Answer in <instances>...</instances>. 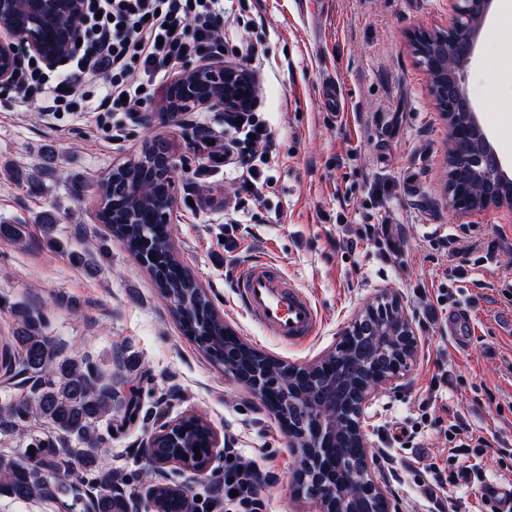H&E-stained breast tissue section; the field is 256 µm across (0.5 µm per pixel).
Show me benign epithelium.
<instances>
[{
	"instance_id": "benign-epithelium-1",
	"label": "benign epithelium",
	"mask_w": 512,
	"mask_h": 512,
	"mask_svg": "<svg viewBox=\"0 0 512 512\" xmlns=\"http://www.w3.org/2000/svg\"><path fill=\"white\" fill-rule=\"evenodd\" d=\"M448 2L452 11L448 27L434 31L418 28L408 37L413 56L428 76L433 104L448 119V158L464 161L452 174L448 209L460 214H476L489 207L512 210V179L504 171L498 153L463 90L461 79L472 62L493 0ZM82 11L83 0H0V89L12 87L21 65L16 41H21L28 51L53 66L70 47ZM256 100V81L247 71L231 64H201L184 69L166 86L162 111L179 115L221 109L231 113L253 105ZM142 151L150 155L146 166L148 180L163 184L162 190L167 195V206L158 211L156 222L171 224L177 195L176 159L168 149L159 147L154 137L145 138ZM128 167L127 161L112 166L114 212L132 213L125 205L126 185L121 180ZM479 170L497 175L496 185L481 197L469 189L472 174ZM382 301L387 303V310L394 313V327L400 332L405 348L399 357L400 363L392 369L384 372L370 369L362 373V380L345 412L336 402V378L316 373V366L352 341L360 321L347 325L334 347L303 366L282 361L275 370L264 353L252 350L250 354L254 359L243 368L240 360L247 348L224 345V368L282 422L289 447L298 459L293 484L312 501L316 512H398L390 480L368 452L370 444L362 428V418L366 404L378 390L402 387L416 361L418 344L413 318L399 294L387 292ZM298 402L311 410V418L300 431L287 419L288 409ZM338 417L347 420L348 431L362 448L355 464L346 459L339 448ZM187 425L200 427L204 442L197 452H189L177 444V435ZM220 453L219 433L195 414L159 423L142 442L148 474L141 493L132 498L130 512H142L145 501L150 505L149 512H165L168 496L184 492L181 486L166 482L168 470L176 468L204 476ZM338 469L349 472L345 488L336 486Z\"/></svg>"
}]
</instances>
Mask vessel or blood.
Masks as SVG:
<instances>
[{
    "instance_id": "obj_1",
    "label": "vessel or blood",
    "mask_w": 512,
    "mask_h": 512,
    "mask_svg": "<svg viewBox=\"0 0 512 512\" xmlns=\"http://www.w3.org/2000/svg\"><path fill=\"white\" fill-rule=\"evenodd\" d=\"M234 286L248 317L270 335L289 343L306 341L317 314L308 292L266 261L238 271Z\"/></svg>"
}]
</instances>
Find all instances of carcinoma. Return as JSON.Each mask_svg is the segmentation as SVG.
Listing matches in <instances>:
<instances>
[{"label":"carcinoma","instance_id":"carcinoma-1","mask_svg":"<svg viewBox=\"0 0 512 512\" xmlns=\"http://www.w3.org/2000/svg\"><path fill=\"white\" fill-rule=\"evenodd\" d=\"M143 169L130 165L128 192H137L136 208L150 214L161 208L165 194L141 188ZM109 204L100 214L117 241L131 254L147 256L161 297H173L174 317L184 335L205 353L217 356L224 343H242L237 335L224 336V320L213 309L205 290L174 251L169 224L112 223V173L98 184ZM19 326L11 337L9 361L0 367L10 377L25 376L29 391L0 407V432L23 435L27 424L41 420L54 434L30 437L20 453H0V495L18 501L55 499L81 485L112 486L123 480L103 463L106 438L98 423H112V412L125 410L120 425L132 421L137 408L119 400L121 374H112L88 360H76L42 332L41 317L18 312ZM129 499L103 493L95 512H127Z\"/></svg>","mask_w":512,"mask_h":512}]
</instances>
